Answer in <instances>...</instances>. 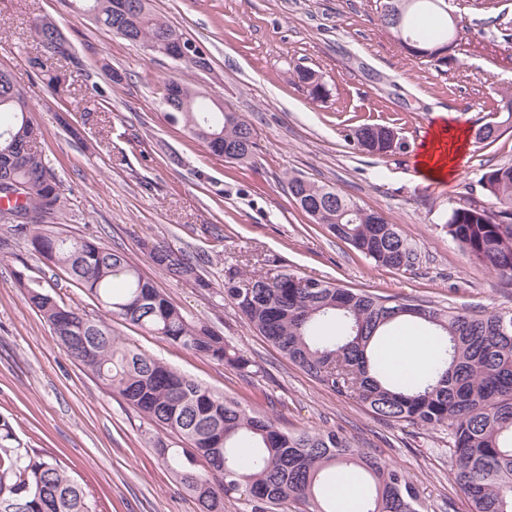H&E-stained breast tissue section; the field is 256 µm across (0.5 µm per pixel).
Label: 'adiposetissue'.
<instances>
[{"label": "adipose tissue", "instance_id": "1", "mask_svg": "<svg viewBox=\"0 0 512 512\" xmlns=\"http://www.w3.org/2000/svg\"><path fill=\"white\" fill-rule=\"evenodd\" d=\"M466 129L440 122L433 127L417 156V167L429 182L446 183L468 148ZM391 372L399 378H417L431 368L435 347L428 338L412 332L387 337L380 349Z\"/></svg>", "mask_w": 512, "mask_h": 512}]
</instances>
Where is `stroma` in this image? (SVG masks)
Listing matches in <instances>:
<instances>
[{"instance_id": "35a3bbf8", "label": "stroma", "mask_w": 512, "mask_h": 512, "mask_svg": "<svg viewBox=\"0 0 512 512\" xmlns=\"http://www.w3.org/2000/svg\"><path fill=\"white\" fill-rule=\"evenodd\" d=\"M151 8L206 53L205 69L147 54L76 12L68 0H0V68L24 90L39 126L38 146L60 183L58 222L70 235L127 252L191 320L212 326L256 361L255 375L201 359L122 321L114 334L224 396L265 410L282 429H339L401 470L428 512H469L449 476L447 428L422 430L377 419L290 363L224 300L230 273L296 271L338 285L402 295L478 313L512 311V280L474 263L442 229L463 195L487 206L477 182L512 164V131L470 143L447 183L417 168L437 122L475 131L512 93V0L490 9L447 0L450 14L485 37L464 36L439 71L413 58L382 29L376 0H150ZM53 20L69 54L64 89L53 92L31 68L41 48L31 30ZM301 65L329 89L311 100L292 80ZM124 77L113 84L111 71ZM170 78L186 80L254 128L252 162L209 152L162 102ZM91 96L82 112L67 100ZM365 123L392 126L399 145L376 156L348 139ZM297 173L334 187L399 225L416 244L414 267L376 265L316 224L288 193ZM160 242L187 253L207 287L156 268L141 247ZM56 285L65 304L97 314L96 303L38 255L12 225L0 224V418L17 442L60 461L105 512H199L162 466L157 439H177L113 395L73 360L25 301L15 273Z\"/></svg>"}]
</instances>
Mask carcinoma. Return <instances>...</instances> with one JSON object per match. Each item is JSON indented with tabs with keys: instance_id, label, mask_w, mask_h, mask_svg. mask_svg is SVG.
Returning a JSON list of instances; mask_svg holds the SVG:
<instances>
[{
	"instance_id": "cac0c4a2",
	"label": "carcinoma",
	"mask_w": 512,
	"mask_h": 512,
	"mask_svg": "<svg viewBox=\"0 0 512 512\" xmlns=\"http://www.w3.org/2000/svg\"><path fill=\"white\" fill-rule=\"evenodd\" d=\"M124 14L114 0H71L114 36L132 45L162 46L175 35L192 55L204 51L148 7ZM399 26L383 27L414 55L448 66V49L462 39L459 21L429 25L426 14L439 0H394ZM46 54L30 58L47 85L58 89L63 74L57 59L67 55L57 25L45 18L32 22ZM295 78L310 98L328 94L322 76L308 69ZM169 117L212 154L247 163L254 157L252 126L236 112L209 108L186 81L164 82ZM494 112L502 120L475 132L490 145L512 129V93H504ZM394 129L363 124L351 133L355 146L381 155ZM35 124L24 92L0 69V221L13 224L32 250L61 268L77 287L104 309L91 317L52 296L43 282L16 272L25 300L48 324L65 350L83 368L158 427L175 434L172 448L159 440L156 453L166 468L193 495L202 512H223L224 497L244 495L251 512H273L288 501L305 512H336L333 470L363 472L370 488L363 512H427L403 473L365 451L337 429L282 430L259 410L215 393L167 364L125 346L112 334V319L121 320L209 361L249 373L255 361L224 341L205 323L191 321L161 288L146 277L126 253L87 238L54 229L64 207L59 182L37 150ZM486 207L464 198L451 206L444 229L471 260L498 276L512 279V165L491 168L478 180ZM288 191L297 204L316 207L311 218L377 265L408 269L417 250L407 234L378 212L366 210L333 187L299 174L288 175ZM156 267L173 278L208 283L198 266L181 252L142 243ZM231 303L285 358L337 396L368 408L379 419L425 430L448 427L451 474L471 512H512V312L440 306L408 297L382 296L343 288L329 281L279 272L252 273L224 281ZM412 324L428 333L436 346L427 375L399 380L378 354L388 332ZM10 423L0 419V512H92L84 487L59 461L32 448L12 445Z\"/></svg>"
}]
</instances>
